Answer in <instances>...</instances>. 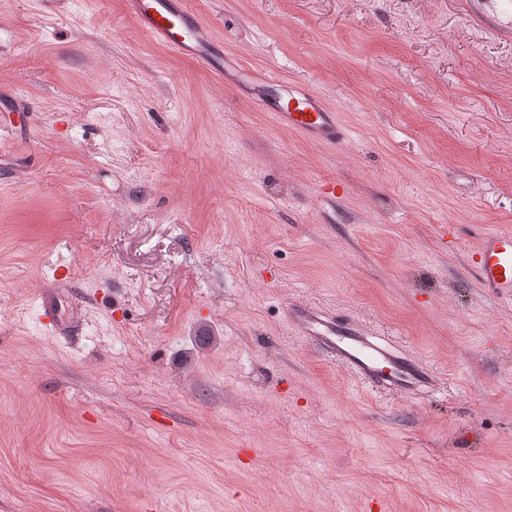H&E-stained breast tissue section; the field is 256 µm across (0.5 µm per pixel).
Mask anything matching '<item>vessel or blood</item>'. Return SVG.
<instances>
[{"instance_id": "b4317fda", "label": "vessel or blood", "mask_w": 512, "mask_h": 512, "mask_svg": "<svg viewBox=\"0 0 512 512\" xmlns=\"http://www.w3.org/2000/svg\"><path fill=\"white\" fill-rule=\"evenodd\" d=\"M130 13L158 44L196 60L217 77L232 74L262 111L290 130L318 142L341 143L344 131L317 93L302 85L290 88L288 102L268 97L273 78L218 51L208 29L187 0H127ZM472 263L483 288L512 301V233L484 234ZM288 318L305 342L324 358L350 372L362 385L416 399L431 395L442 378L407 350L372 335L352 319L309 304H293Z\"/></svg>"}]
</instances>
